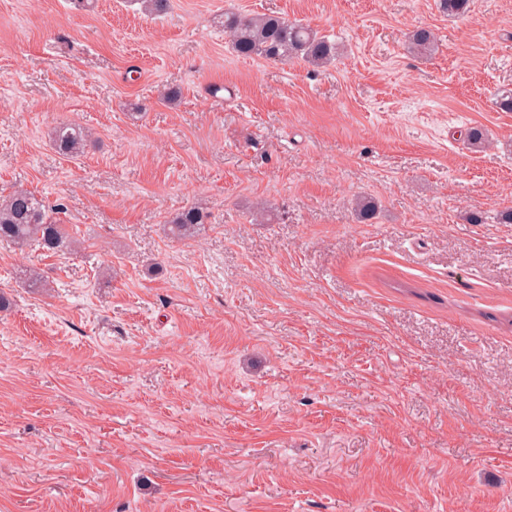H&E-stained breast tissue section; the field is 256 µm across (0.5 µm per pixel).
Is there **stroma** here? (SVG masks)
Here are the masks:
<instances>
[{
    "label": "stroma",
    "mask_w": 512,
    "mask_h": 512,
    "mask_svg": "<svg viewBox=\"0 0 512 512\" xmlns=\"http://www.w3.org/2000/svg\"><path fill=\"white\" fill-rule=\"evenodd\" d=\"M228 11L340 52L240 56ZM506 90L512 0H0V198L77 242L0 241V512H512ZM437 46L435 34L428 28L419 27L409 36L408 50L416 56L430 55ZM87 141L88 135L75 124L63 123L54 129L53 143L62 154L70 156L81 154ZM207 215L195 207L184 209L178 213L170 224V232L178 238H191L199 225L205 224Z\"/></svg>",
    "instance_id": "stroma-1"
}]
</instances>
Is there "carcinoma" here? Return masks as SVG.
I'll list each match as a JSON object with an SVG mask.
<instances>
[{
  "mask_svg": "<svg viewBox=\"0 0 512 512\" xmlns=\"http://www.w3.org/2000/svg\"><path fill=\"white\" fill-rule=\"evenodd\" d=\"M442 12L450 16L465 14L470 0H439ZM224 31L231 36L235 52L243 56H258L266 60H299L312 66L328 63L336 54V44L318 35L309 26L273 15H240L224 13ZM437 46L435 34L419 27L409 36L408 50L416 56H427ZM473 151H481L488 143L487 134L476 127L465 133ZM88 141L83 129L72 123L55 127L53 143L65 155L81 154ZM354 209L363 222L373 220L376 202L365 196L355 199ZM207 215L195 207L178 213L170 224V232L178 238H191ZM0 240L18 247L35 243L49 252H61L71 247L73 239L65 225L58 224L48 214L44 201L25 188H17L0 199Z\"/></svg>",
  "mask_w": 512,
  "mask_h": 512,
  "instance_id": "1",
  "label": "carcinoma"
}]
</instances>
